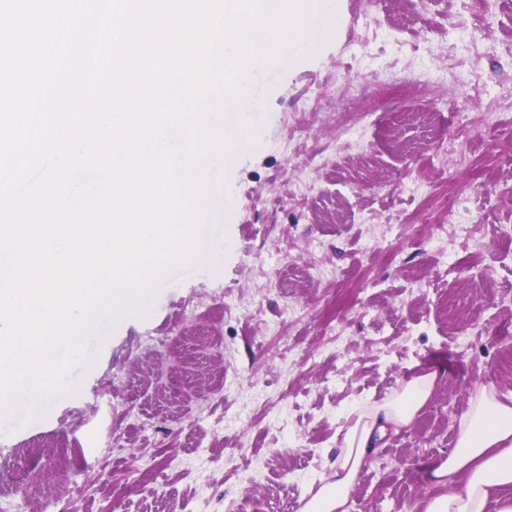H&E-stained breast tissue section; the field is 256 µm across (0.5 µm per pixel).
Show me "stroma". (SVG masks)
Segmentation results:
<instances>
[{"label": "stroma", "mask_w": 512, "mask_h": 512, "mask_svg": "<svg viewBox=\"0 0 512 512\" xmlns=\"http://www.w3.org/2000/svg\"><path fill=\"white\" fill-rule=\"evenodd\" d=\"M492 53L456 46L483 0H341L338 38L270 67L260 146L243 147L221 205L225 244L177 269L150 307L103 327L66 392L29 423L0 416V464L26 488L6 512H302L341 452L352 405L439 379L407 430L359 470L349 512H411L478 385L512 393V106L483 115L455 81L512 89V0ZM432 55L436 77L413 80ZM374 87L376 121L350 88ZM322 110L303 111L306 100ZM429 198L406 192L425 176ZM467 198L462 224L440 222ZM460 263L442 266L439 249ZM471 330L463 340L461 329ZM77 440L74 466L38 448Z\"/></svg>", "instance_id": "1"}]
</instances>
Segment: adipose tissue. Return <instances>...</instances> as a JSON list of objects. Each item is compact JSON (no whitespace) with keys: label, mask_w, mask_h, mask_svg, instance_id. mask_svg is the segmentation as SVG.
Listing matches in <instances>:
<instances>
[{"label":"adipose tissue","mask_w":512,"mask_h":512,"mask_svg":"<svg viewBox=\"0 0 512 512\" xmlns=\"http://www.w3.org/2000/svg\"><path fill=\"white\" fill-rule=\"evenodd\" d=\"M436 380L433 373L414 377L382 401L368 400L351 409L336 470L305 504L304 512H348L360 468L388 433L412 424ZM428 479L434 493L424 501L422 512H486L492 494L512 488V404L504 402L495 388L483 386L472 393L459 422L455 449Z\"/></svg>","instance_id":"1"}]
</instances>
